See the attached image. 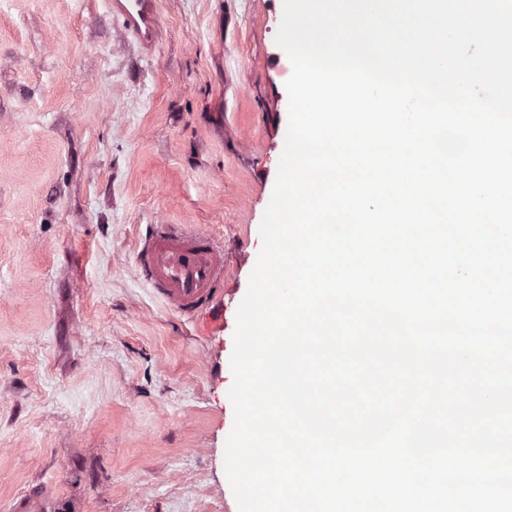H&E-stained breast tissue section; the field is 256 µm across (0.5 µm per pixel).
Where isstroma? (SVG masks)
<instances>
[{
	"instance_id": "1",
	"label": "stroma",
	"mask_w": 512,
	"mask_h": 512,
	"mask_svg": "<svg viewBox=\"0 0 512 512\" xmlns=\"http://www.w3.org/2000/svg\"><path fill=\"white\" fill-rule=\"evenodd\" d=\"M283 0H158L145 52L103 0H0V512H234L232 338L146 282L150 225L210 233L235 320L285 147ZM52 494L45 484H30L12 503L13 512L52 511Z\"/></svg>"
}]
</instances>
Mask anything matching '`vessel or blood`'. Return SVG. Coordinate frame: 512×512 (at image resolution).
I'll list each match as a JSON object with an SVG mask.
<instances>
[{"mask_svg":"<svg viewBox=\"0 0 512 512\" xmlns=\"http://www.w3.org/2000/svg\"><path fill=\"white\" fill-rule=\"evenodd\" d=\"M113 16L142 48L161 38L157 0H107ZM144 276L170 310L205 315L214 335L227 327L224 310V250L206 232L161 224L146 235L138 254ZM47 485L27 487L12 503V512H51Z\"/></svg>","mask_w":512,"mask_h":512,"instance_id":"b4317fda","label":"vessel or blood"}]
</instances>
